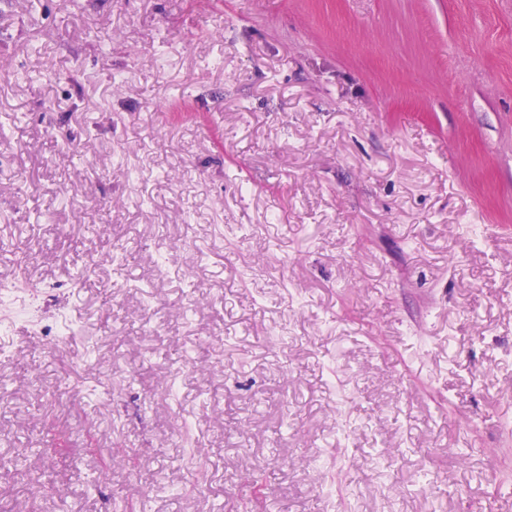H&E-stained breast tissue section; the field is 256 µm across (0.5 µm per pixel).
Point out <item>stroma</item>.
<instances>
[{
  "label": "stroma",
  "instance_id": "stroma-1",
  "mask_svg": "<svg viewBox=\"0 0 512 512\" xmlns=\"http://www.w3.org/2000/svg\"><path fill=\"white\" fill-rule=\"evenodd\" d=\"M1 236L0 512H512V0H0ZM0 288V306L10 307L13 316H29L39 308L37 297H30L26 302L19 303L16 289L3 284Z\"/></svg>",
  "mask_w": 512,
  "mask_h": 512
}]
</instances>
